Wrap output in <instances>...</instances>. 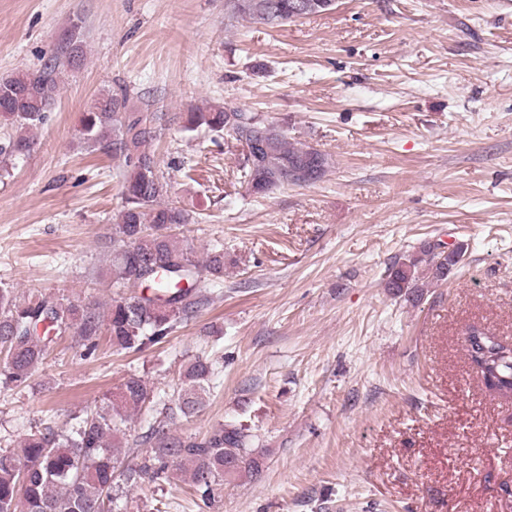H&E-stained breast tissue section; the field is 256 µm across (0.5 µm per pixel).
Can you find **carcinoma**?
<instances>
[{
    "instance_id": "1",
    "label": "carcinoma",
    "mask_w": 512,
    "mask_h": 512,
    "mask_svg": "<svg viewBox=\"0 0 512 512\" xmlns=\"http://www.w3.org/2000/svg\"><path fill=\"white\" fill-rule=\"evenodd\" d=\"M310 0H236L235 13L257 24L281 25L312 15L296 13L297 3ZM87 55L84 21L70 22L54 52L35 71L0 79V117L15 134L0 143V155L19 156L31 150L33 131L41 127L54 104L66 73ZM157 116L128 106L127 93L104 90L82 113L80 133L89 147L122 159V202L113 217L112 285L134 288L128 297L112 299L105 312L64 297L20 300L0 287V386L27 385L54 340L76 338L79 357H92L101 336L112 347L141 352L163 342L212 301L202 286L224 277V250L213 249L201 261L192 259L174 229L191 221L190 213L165 200L168 183L159 173L150 146L156 139ZM227 132L242 145L262 133L257 151H249L240 169V183L253 196L268 195L288 185L321 180L331 158L310 145L293 141L283 126L252 112L212 104L186 113L183 130ZM441 244H426L388 269L385 287L392 294L424 287L423 279L445 281L458 267L453 255L435 253ZM468 360L484 380L494 379L512 392V349L480 334L466 347ZM214 376L213 363L196 357L181 372L172 403H161L157 416L141 436L149 455L115 475L122 450L115 442L130 415L154 402L153 390L132 375L106 406L72 417L62 430L46 427L28 435L19 447L0 452V512H112V504L145 481L168 475L188 477L193 495L204 505L215 500L227 479L259 472L260 458L250 447V429L221 424L202 437L177 436L170 422L198 412Z\"/></svg>"
}]
</instances>
